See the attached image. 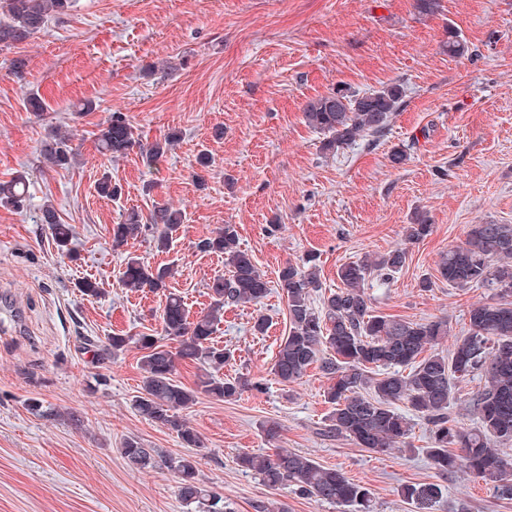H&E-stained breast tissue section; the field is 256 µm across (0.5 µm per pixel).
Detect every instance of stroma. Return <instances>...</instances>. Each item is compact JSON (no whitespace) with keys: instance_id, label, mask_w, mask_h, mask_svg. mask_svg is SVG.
<instances>
[{"instance_id":"35a3bbf8","label":"stroma","mask_w":512,"mask_h":512,"mask_svg":"<svg viewBox=\"0 0 512 512\" xmlns=\"http://www.w3.org/2000/svg\"><path fill=\"white\" fill-rule=\"evenodd\" d=\"M469 47L449 57L448 31ZM400 84L403 102L376 145L364 139L328 152L323 133L303 120L312 99L336 90L365 92ZM45 103L27 108L31 94ZM93 111L78 113L85 100ZM124 113L135 141L122 156L97 149L112 113ZM73 131L67 167L40 158L50 128ZM177 133L154 163L145 149ZM408 153L391 163L393 150ZM28 190L0 205V512H190L165 467H132L124 438L173 456H196L201 482L228 512H340L338 506L272 490L236 463L239 453L277 446L341 470L370 489L375 512H417L404 486L436 483L432 512H512V499L459 471L439 476L427 457L429 427L412 416L410 445L375 453L322 429L333 407L326 376L308 369L283 385L272 365L288 333L287 301L272 289L261 306L226 309L215 339L231 349L223 377L261 383L224 401L199 394L183 410L203 448L138 415L141 353L128 348L100 361L84 338L153 334L167 292L180 293L190 317L202 315L207 286L223 275V256L201 240L236 225L239 247L268 281L286 262L317 255L320 291L336 290L338 269L407 248L394 278L369 276L377 313L413 321L447 319L450 350L468 329L483 287L455 288L437 264L473 224H512V0H73L26 42L0 50V182L18 175ZM122 188L97 192L102 175ZM53 205L72 225L73 253L58 254L39 217ZM170 205L185 218L169 252L145 236L116 248L112 226L135 209ZM431 233L410 244L406 225ZM170 264L157 292H131L119 276L128 256ZM101 292H78L82 278ZM434 279L423 289V278ZM270 327L256 334L257 315ZM58 419L28 409L29 398ZM281 427L276 443L263 428Z\"/></svg>"}]
</instances>
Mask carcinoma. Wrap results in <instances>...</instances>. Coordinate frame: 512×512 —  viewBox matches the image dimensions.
I'll list each match as a JSON object with an SVG mask.
<instances>
[{"instance_id": "carcinoma-1", "label": "carcinoma", "mask_w": 512, "mask_h": 512, "mask_svg": "<svg viewBox=\"0 0 512 512\" xmlns=\"http://www.w3.org/2000/svg\"><path fill=\"white\" fill-rule=\"evenodd\" d=\"M71 0H0V46L26 41L41 32L49 19L66 14ZM468 46L453 29L448 30V56L460 57ZM403 92L390 83L369 93L336 92L309 101L303 110L305 122L328 135L324 148L334 151L362 137L373 144L382 137L399 111ZM177 133L146 149L150 159L163 156ZM70 134L53 131L42 146L43 158L54 166L71 161ZM133 143L127 117L114 112L99 130L98 151L122 155ZM24 176L0 182V203L22 201ZM183 221L182 213L160 206L147 215L132 211L123 222L112 225V246L150 235L162 251L169 234ZM40 223L48 229L57 250L65 253L73 238V226L57 220L54 207H43ZM431 225L420 221L406 226L410 243L428 236ZM206 252L224 255L228 275L209 284L210 304L205 314L189 320L183 298L170 292L161 314L158 336H111L97 346V355L115 357L133 345L144 351L143 380L134 410L143 418L177 433L187 448H202L200 435L190 428L180 412L193 404L196 394L232 400L247 390H261L250 379L219 378L231 352L215 340L224 307L258 305L271 291L252 257L238 247L236 225L226 224L201 243ZM408 251L397 248L372 263H349L338 271L341 286L323 297L322 307L313 305L312 293L319 283L317 257L287 262L277 275V287L287 298L289 328L278 345L272 371L285 384L300 380L317 363L327 376L325 398L334 406L325 433L343 435L359 447L387 452L409 445V419L398 411L400 403L431 425V466L445 475L459 467L492 485L502 497H512V462L501 447L512 444V224H472L461 243L448 248L437 265L439 277L456 288L481 286L495 292L492 301L471 306L469 328L455 339L448 353L439 345L448 337V321L435 318L422 322L380 315L365 292L371 272L387 280L407 263ZM170 270L150 266L138 257L127 259L122 285L132 291L166 288ZM175 342L170 347L167 341ZM180 361L196 362L208 369L197 387L190 389L173 379ZM469 376L484 379L481 389L466 400L474 426L466 427L453 416L457 401L455 381ZM459 448L453 454L448 448ZM122 457L138 468L163 464L179 479V495L197 512H224V500L199 483L197 461L173 457L157 448H145L127 437L119 448ZM237 465L259 475L272 489L294 487L300 496L336 504L353 512H372V492L341 471L325 468L308 456L283 448L271 454L243 452ZM402 496L421 509L442 498L435 483L407 485Z\"/></svg>"}]
</instances>
